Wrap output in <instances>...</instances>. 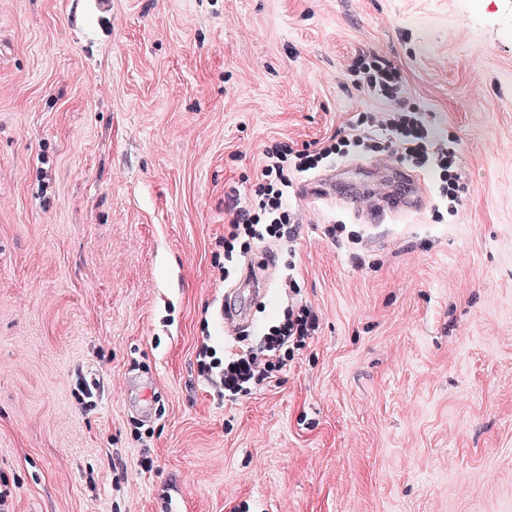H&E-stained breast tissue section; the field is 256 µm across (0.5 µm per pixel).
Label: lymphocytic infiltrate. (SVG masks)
<instances>
[{"label": "lymphocytic infiltrate", "instance_id": "obj_1", "mask_svg": "<svg viewBox=\"0 0 512 512\" xmlns=\"http://www.w3.org/2000/svg\"><path fill=\"white\" fill-rule=\"evenodd\" d=\"M345 74L355 90L377 96L380 107L356 113L343 130L305 146L294 140L263 143L247 201H239L236 192L227 194L231 217L224 224L225 257L248 253L257 241L295 240L304 216L289 205V188L297 175L326 168L339 158L399 153L405 165L431 177L438 207L457 213L465 193L458 151L428 113L405 102L403 69L386 56L362 51L351 58ZM288 288L282 320L262 330L259 339L247 343L235 337L221 353L206 341L198 347L197 372L218 399L270 383L286 366L290 350L305 347L317 334L318 312L302 300L296 280H289Z\"/></svg>", "mask_w": 512, "mask_h": 512}]
</instances>
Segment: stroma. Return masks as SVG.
<instances>
[{
  "instance_id": "1",
  "label": "stroma",
  "mask_w": 512,
  "mask_h": 512,
  "mask_svg": "<svg viewBox=\"0 0 512 512\" xmlns=\"http://www.w3.org/2000/svg\"><path fill=\"white\" fill-rule=\"evenodd\" d=\"M361 50L456 139L463 204L374 226L291 191L248 332L291 275L319 333L217 401L224 190L377 107ZM0 472L14 512H512V0H0Z\"/></svg>"
}]
</instances>
